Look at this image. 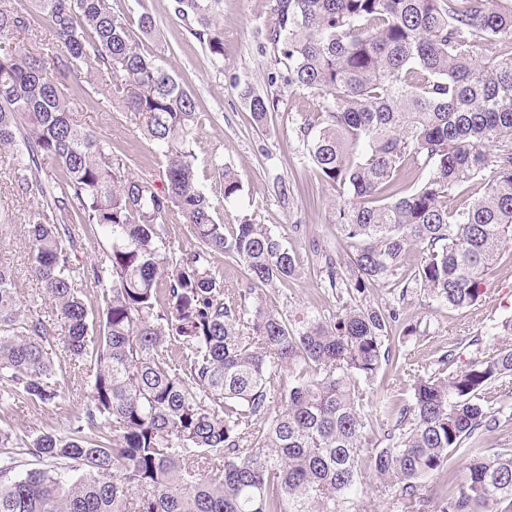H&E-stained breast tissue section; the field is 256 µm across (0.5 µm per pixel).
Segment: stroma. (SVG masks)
<instances>
[{"mask_svg": "<svg viewBox=\"0 0 512 512\" xmlns=\"http://www.w3.org/2000/svg\"><path fill=\"white\" fill-rule=\"evenodd\" d=\"M223 6L224 58L216 61L191 34L189 22L175 14L172 0H112L113 10L129 19L144 11L153 15L157 34L147 51L163 58L197 100L191 145L195 171L220 218L228 224L245 219L267 225L294 255V276L265 290V306L291 317L330 320L340 312L342 302L325 288L320 267L323 256L340 250L334 224L338 194L310 165L295 124L298 111L312 110L313 104L268 80L276 62L273 50L260 46V31L272 22L265 0H224ZM70 85L76 97L74 123L111 142L114 161L163 187L164 159L144 135L139 120L124 111L111 90L89 87L83 74L72 77ZM249 89L278 101L264 124L253 117L245 97ZM224 167L242 181L243 190L232 202L225 201L218 176ZM284 184L290 187L285 195L280 192ZM40 201L37 192H13L9 161L0 158V207L8 209L12 218L11 225L0 231V264L12 269L20 298L52 320L55 310L28 272L27 215ZM485 289L481 302L462 309L424 293L401 296L390 284L370 289L368 302L397 308L399 326L407 331L399 362L383 367L373 382L374 406L397 409L410 403L415 375L434 372L442 354L453 353L460 368L477 353L488 351L501 323L512 319V242L504 246L487 275ZM59 383L61 395L55 404L22 405L0 414V426H10L21 436L63 433L82 408L85 374L67 369Z\"/></svg>", "mask_w": 512, "mask_h": 512, "instance_id": "obj_1", "label": "stroma"}]
</instances>
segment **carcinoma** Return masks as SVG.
Segmentation results:
<instances>
[{"label": "carcinoma", "mask_w": 512, "mask_h": 512, "mask_svg": "<svg viewBox=\"0 0 512 512\" xmlns=\"http://www.w3.org/2000/svg\"><path fill=\"white\" fill-rule=\"evenodd\" d=\"M220 2L174 0L215 60ZM269 3L265 40L283 66L270 80L318 102L297 134L347 197L334 219L344 254L326 261L325 281L350 303L328 322L260 303L294 275L295 258L266 225L215 216L190 148L196 100L144 49L151 13L134 23L111 0H30L25 11L0 0L1 40L46 27L64 48L49 66L24 46L0 55V153L16 187L44 198L28 214L31 270L67 328L58 336L0 266V413L55 403L69 362L88 379L65 433L23 439L0 426V512H357L369 470L399 490L405 512H512V448L478 447L483 432L512 425L481 402L512 380V320L501 324L507 339L466 368L417 377L412 405L374 443L364 407L399 358V316L363 301L415 245L424 257L398 283L400 299L423 291L472 306L512 239V0ZM83 69L159 148L163 190L70 119V79ZM246 96L260 123L277 106ZM221 179L224 199L236 198L239 176L225 168ZM478 179L485 193L448 209ZM172 215L193 249L168 246ZM74 224L110 230L107 265L78 260ZM217 254L242 267L241 287L224 289ZM285 369L293 381L271 416ZM461 450L465 478L423 493Z\"/></svg>", "instance_id": "cac0c4a2"}]
</instances>
